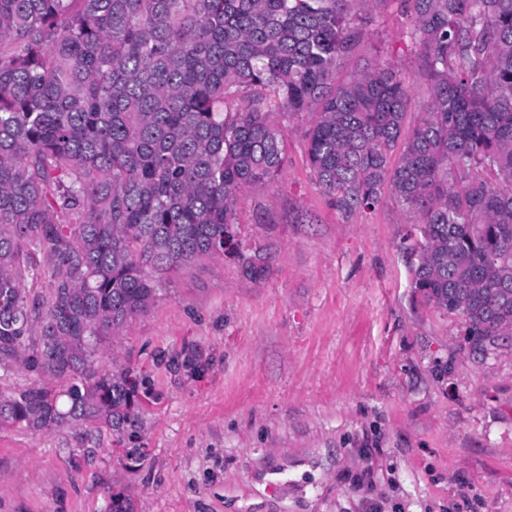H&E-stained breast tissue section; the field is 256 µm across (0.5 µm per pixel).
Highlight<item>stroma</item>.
Instances as JSON below:
<instances>
[{
    "label": "stroma",
    "mask_w": 512,
    "mask_h": 512,
    "mask_svg": "<svg viewBox=\"0 0 512 512\" xmlns=\"http://www.w3.org/2000/svg\"><path fill=\"white\" fill-rule=\"evenodd\" d=\"M362 26L344 72L377 54L413 72L399 0ZM305 129L283 126L274 184L238 193L269 277L185 268L101 360L150 378L147 459L129 465L108 430H1L0 512H106L116 484L137 512H512V336L476 361L457 319L416 306L406 215L388 195L338 216Z\"/></svg>",
    "instance_id": "obj_1"
}]
</instances>
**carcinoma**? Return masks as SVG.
<instances>
[{
	"label": "carcinoma",
	"mask_w": 512,
	"mask_h": 512,
	"mask_svg": "<svg viewBox=\"0 0 512 512\" xmlns=\"http://www.w3.org/2000/svg\"><path fill=\"white\" fill-rule=\"evenodd\" d=\"M382 2L0 0V379L35 378L0 393V429L106 428L146 457L157 396L98 358L183 268L225 256L267 279L236 193L278 179L281 124L304 116L337 214L388 192L413 215L416 300L458 319L475 359L512 335V0H405L428 91L411 129L390 59L341 75ZM44 272L47 296L23 288Z\"/></svg>",
	"instance_id": "cac0c4a2"
}]
</instances>
